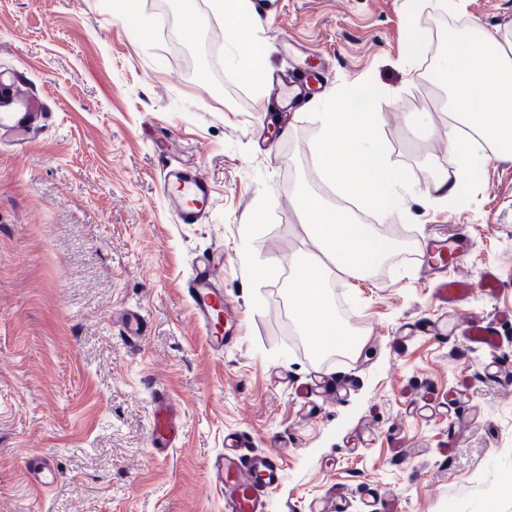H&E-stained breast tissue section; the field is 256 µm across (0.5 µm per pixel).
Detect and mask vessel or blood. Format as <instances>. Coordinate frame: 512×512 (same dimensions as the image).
Masks as SVG:
<instances>
[{"label":"vessel or blood","mask_w":512,"mask_h":512,"mask_svg":"<svg viewBox=\"0 0 512 512\" xmlns=\"http://www.w3.org/2000/svg\"><path fill=\"white\" fill-rule=\"evenodd\" d=\"M37 119L36 113H0V132L20 136L27 134ZM166 199L179 223H201L213 205L209 180L197 167L172 164L161 173ZM224 256L211 253L197 260L192 276L186 283V293L193 305V316L202 328L214 352L234 345L236 318L233 304L224 293L219 271ZM470 292L469 281L461 276L445 277L439 282L438 296L443 303L454 304ZM116 321L126 338L138 341L145 335L143 317L133 311L120 312ZM464 335L474 344L493 346L494 326L480 320L466 321ZM153 417L151 448L156 456H167L181 435V423L173 399L161 389L152 393ZM245 437H230L224 452L209 463L210 481L224 493V512H266L268 494L283 475V460L274 453H252ZM35 486L50 489L59 477L54 458L41 456L29 466Z\"/></svg>","instance_id":"b4317fda"}]
</instances>
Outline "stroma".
<instances>
[{"mask_svg":"<svg viewBox=\"0 0 512 512\" xmlns=\"http://www.w3.org/2000/svg\"><path fill=\"white\" fill-rule=\"evenodd\" d=\"M0 0V77L26 84L11 112L44 118L24 142L0 137V512H224L207 464L230 432L280 453L284 475L267 512H307L345 493L400 512H512V160L468 173L463 201L431 199L448 168V89L438 64L410 56L408 32L441 50L476 25L512 38V0H276L252 37L269 69H324L323 91L285 118L265 110L229 65L225 21L197 0ZM359 85L377 94L375 122L406 192L376 234L394 250L330 290L357 332V356L321 368L294 343L288 300L308 249L293 191L310 187L322 101ZM290 121L289 135L272 131ZM197 166L215 202L180 224L163 165ZM465 234L449 275L497 277L442 305L419 257ZM224 252V292L238 340L214 353L185 291L195 258ZM141 313L147 334L122 337L113 313ZM493 321L495 348L469 345L463 318ZM447 323V337L413 323ZM327 371L336 397L311 395ZM164 388L184 423L164 458L150 448L151 396ZM54 457L48 491L26 462Z\"/></svg>","mask_w":512,"mask_h":512,"instance_id":"obj_1","label":"stroma"}]
</instances>
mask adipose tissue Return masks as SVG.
I'll return each instance as SVG.
<instances>
[{
	"label": "adipose tissue",
	"mask_w": 512,
	"mask_h": 512,
	"mask_svg": "<svg viewBox=\"0 0 512 512\" xmlns=\"http://www.w3.org/2000/svg\"><path fill=\"white\" fill-rule=\"evenodd\" d=\"M249 0H214L213 10L230 18L229 40L237 53L235 70L252 80L256 92L267 83L262 44L244 45ZM448 78V163L451 173L438 176L436 200H460L461 173L492 160L512 158V40L479 34L452 41L443 51ZM376 95L366 86L337 94L321 107L313 157L322 181L338 196L359 200L386 220L390 204L405 190L397 179L374 120ZM294 203L306 222L311 244L295 265L290 290L292 310L310 349L318 354L358 351L350 327L336 314L324 274H363L390 252L371 225L346 216L318 195L297 192Z\"/></svg>",
	"instance_id": "obj_1"
}]
</instances>
